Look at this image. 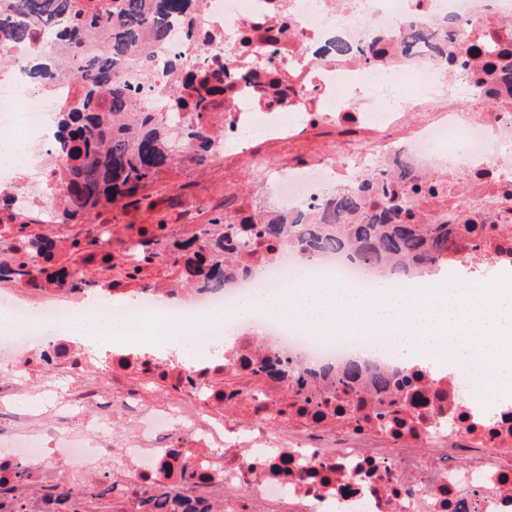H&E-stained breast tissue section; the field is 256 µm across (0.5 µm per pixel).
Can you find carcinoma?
<instances>
[{
	"mask_svg": "<svg viewBox=\"0 0 512 512\" xmlns=\"http://www.w3.org/2000/svg\"><path fill=\"white\" fill-rule=\"evenodd\" d=\"M83 6L80 0H9L0 10V44L29 39L30 25L57 23L62 28L56 38L79 50L89 38L104 40L100 54L77 57L80 94L63 113L61 128L68 160L65 193L61 202V223L99 216L124 199L136 205L147 199L144 191L178 162L169 125L177 119L172 112L161 119L155 112L134 110L131 95L119 76V67L135 53L143 38L161 42L169 38L168 22L182 19L194 24L195 0H110ZM21 15L26 22L15 21ZM222 92L214 87L205 95L175 101L178 109L207 112L215 108L210 96ZM403 189L384 186L378 193L380 203L374 212L362 210L356 191H340L334 197L333 210L323 224H308L298 218L266 217L256 221L249 215L239 224L243 235L238 244L246 251L253 238L246 235L258 227L257 237L265 243L283 236L296 240L305 251L345 250L364 264L393 262L405 268L423 263L446 266L460 243L469 240L477 224H435L421 221L402 199ZM205 248L189 252L190 242L171 243L163 234L153 235L140 245H165L179 276L192 284L223 285L224 256L222 232L202 231ZM57 245L45 235L14 236L10 250L13 264L0 262V280L15 276L33 288L54 285L78 288V279L66 268L53 266ZM357 367L348 365L336 377V386L351 396L356 405L362 400L354 389ZM110 484L91 492L95 512H111ZM169 496L164 490L139 503L140 512H169Z\"/></svg>",
	"mask_w": 512,
	"mask_h": 512,
	"instance_id": "cac0c4a2",
	"label": "carcinoma"
}]
</instances>
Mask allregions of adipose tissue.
I'll list each match as a JSON object with an SVG mask.
<instances>
[{
    "mask_svg": "<svg viewBox=\"0 0 512 512\" xmlns=\"http://www.w3.org/2000/svg\"><path fill=\"white\" fill-rule=\"evenodd\" d=\"M191 333V327L157 318L133 329L123 322L94 314L79 316L70 330L73 341L89 352L137 346L164 354L172 352L181 358L190 350Z\"/></svg>",
    "mask_w": 512,
    "mask_h": 512,
    "instance_id": "adipose-tissue-1",
    "label": "adipose tissue"
}]
</instances>
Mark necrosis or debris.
<instances>
[{"label": "necrosis or debris", "mask_w": 512, "mask_h": 512, "mask_svg": "<svg viewBox=\"0 0 512 512\" xmlns=\"http://www.w3.org/2000/svg\"><path fill=\"white\" fill-rule=\"evenodd\" d=\"M413 25L432 40L408 53L402 41ZM172 27L174 38L140 48L141 65L120 69L136 105L164 117L175 92H190V76L222 78L224 124L209 157L261 173L271 212L316 221L336 192L397 186L406 172L413 188L405 196L422 220L486 226L488 237L463 251L471 287L492 282L488 267L512 269V87L487 73L493 63L512 66V53H496L512 50V0H197L193 30L178 20ZM53 31L41 24L27 43L0 47V131L10 133L0 196L41 224L59 221L67 158L57 121L77 90L75 59L56 47ZM52 55L62 77L33 79V61ZM489 102L495 111H482ZM324 129L335 132V148H324ZM275 149L287 159L273 161ZM226 256L235 270L223 288L198 287L167 314L223 311L221 323L197 333L191 358L100 357L107 372L164 374L175 394L157 409L119 380L108 391L66 396L48 380L37 389L0 386V408H16L17 426L43 409L57 423L43 438L0 433V475L19 461L30 473L28 484L0 496V512H14L21 499L28 512H85L100 481L113 485L126 512L161 486L176 512H512V395L472 388L490 371L481 358L420 349L407 359L388 336L322 343L262 311L253 316L258 333L238 330L239 304L299 277L369 292L383 283L423 287L424 270L389 277L349 252L306 256L289 240L249 259L234 247ZM160 300L150 287L123 304L81 289L35 300L1 291L0 312L35 333L0 334V359L34 346L48 368L64 346L79 364L65 332L88 303L133 326ZM277 360L288 363L290 379L268 372ZM351 363L361 369L355 414L336 391L337 373ZM381 372L398 389L376 392L370 380ZM222 373L242 376L243 385L214 390L210 378ZM245 400L251 419L229 414ZM116 407L130 425L123 464L106 470ZM65 481L67 501L36 494Z\"/></svg>", "instance_id": "4bbe7bcc"}]
</instances>
